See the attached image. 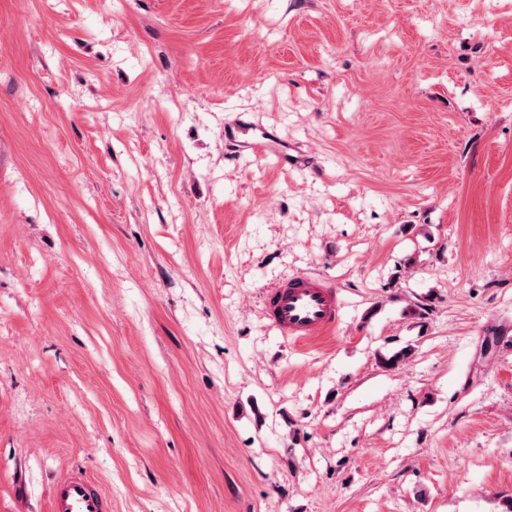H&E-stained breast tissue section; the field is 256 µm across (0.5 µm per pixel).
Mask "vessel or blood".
Instances as JSON below:
<instances>
[{
	"mask_svg": "<svg viewBox=\"0 0 512 512\" xmlns=\"http://www.w3.org/2000/svg\"><path fill=\"white\" fill-rule=\"evenodd\" d=\"M242 148L260 156H288L277 142L264 134L246 137ZM267 320L284 338L303 342L334 330L341 320V303L336 291L318 280L294 277L277 283L263 297ZM50 512H109L104 491L93 481L70 477L60 481L50 501Z\"/></svg>",
	"mask_w": 512,
	"mask_h": 512,
	"instance_id": "obj_1",
	"label": "vessel or blood"
}]
</instances>
